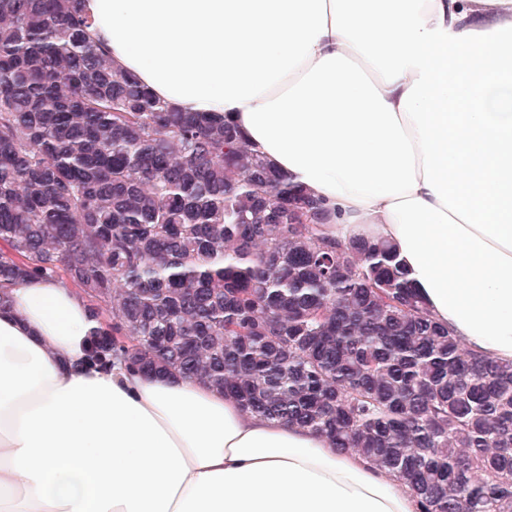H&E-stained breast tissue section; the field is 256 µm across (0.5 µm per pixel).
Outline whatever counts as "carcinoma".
<instances>
[{
  "instance_id": "obj_1",
  "label": "carcinoma",
  "mask_w": 512,
  "mask_h": 512,
  "mask_svg": "<svg viewBox=\"0 0 512 512\" xmlns=\"http://www.w3.org/2000/svg\"><path fill=\"white\" fill-rule=\"evenodd\" d=\"M83 0H0V309L78 288L88 360L179 374L394 473L419 512H512V362L438 324L387 241L236 125L181 112L86 38Z\"/></svg>"
}]
</instances>
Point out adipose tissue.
<instances>
[{"mask_svg": "<svg viewBox=\"0 0 512 512\" xmlns=\"http://www.w3.org/2000/svg\"><path fill=\"white\" fill-rule=\"evenodd\" d=\"M92 43L157 98L227 116L389 241L432 317L512 362V0H84ZM78 289L0 311V512H418L323 435L178 375L89 365Z\"/></svg>", "mask_w": 512, "mask_h": 512, "instance_id": "obj_1", "label": "adipose tissue"}]
</instances>
